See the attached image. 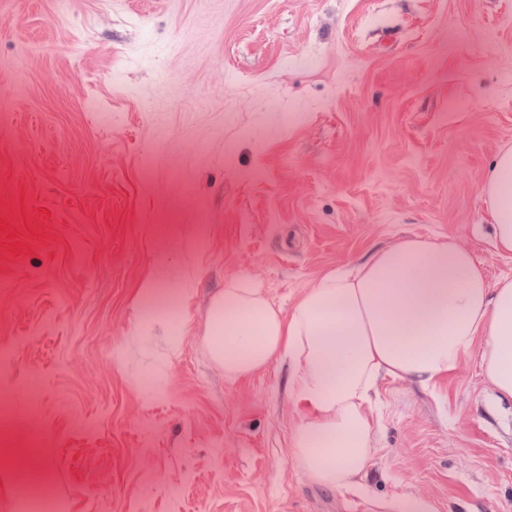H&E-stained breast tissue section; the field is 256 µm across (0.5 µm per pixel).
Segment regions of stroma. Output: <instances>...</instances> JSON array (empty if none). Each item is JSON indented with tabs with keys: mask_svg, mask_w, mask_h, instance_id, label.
Wrapping results in <instances>:
<instances>
[{
	"mask_svg": "<svg viewBox=\"0 0 512 512\" xmlns=\"http://www.w3.org/2000/svg\"><path fill=\"white\" fill-rule=\"evenodd\" d=\"M1 74L0 512L40 478L59 512H512L478 350L433 391L382 379L334 488L294 458L287 366L230 381L202 340L226 281L287 313L406 237L512 277L481 192L512 0H0Z\"/></svg>",
	"mask_w": 512,
	"mask_h": 512,
	"instance_id": "35a3bbf8",
	"label": "stroma"
}]
</instances>
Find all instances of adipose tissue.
I'll return each mask as SVG.
<instances>
[{
    "mask_svg": "<svg viewBox=\"0 0 512 512\" xmlns=\"http://www.w3.org/2000/svg\"><path fill=\"white\" fill-rule=\"evenodd\" d=\"M481 191L492 243L512 255V150L497 154ZM209 356L235 380L278 360L307 414L292 437L300 467L321 485L348 488L373 450L369 415L385 377L426 390L478 349L497 400L512 402V278L489 284L455 242L404 238L347 270L324 273L290 313L263 288L225 283L209 303Z\"/></svg>",
    "mask_w": 512,
    "mask_h": 512,
    "instance_id": "obj_1",
    "label": "adipose tissue"
}]
</instances>
